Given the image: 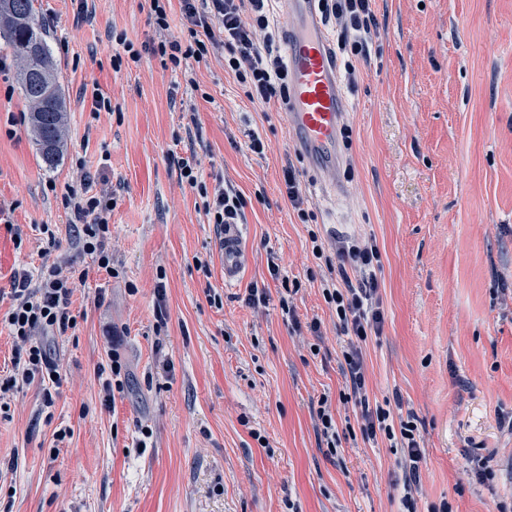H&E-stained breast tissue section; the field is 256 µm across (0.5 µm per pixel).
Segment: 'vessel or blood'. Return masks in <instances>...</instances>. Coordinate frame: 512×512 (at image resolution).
<instances>
[{
  "label": "vessel or blood",
  "instance_id": "b4317fda",
  "mask_svg": "<svg viewBox=\"0 0 512 512\" xmlns=\"http://www.w3.org/2000/svg\"><path fill=\"white\" fill-rule=\"evenodd\" d=\"M288 17L287 64L291 76L283 114L290 140L316 171L321 188L335 195L346 186L339 177L340 130L346 119V99L337 78L329 38L319 18L316 0H282ZM224 282L238 281L247 255L236 225L224 227Z\"/></svg>",
  "mask_w": 512,
  "mask_h": 512
}]
</instances>
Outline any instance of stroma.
I'll return each mask as SVG.
<instances>
[{"label":"stroma","instance_id":"stroma-1","mask_svg":"<svg viewBox=\"0 0 512 512\" xmlns=\"http://www.w3.org/2000/svg\"><path fill=\"white\" fill-rule=\"evenodd\" d=\"M33 6L69 125L47 169L16 70L0 76V309L22 267L68 260L90 274L73 295L76 330L46 341L65 375L53 406L35 382L0 411V478L12 491L0 512H399L404 449L348 431L347 338L323 299L308 227L282 194L299 151L280 106L250 102L220 57L188 60L191 85L148 54L113 70L119 38L157 37L147 0ZM373 9L377 34L344 87L348 190L333 198L305 164L302 181L325 246L370 237L379 248L386 321L364 348L367 390L417 418L418 512H498L512 504V0ZM98 96L109 109L95 111ZM250 130L264 153L245 147ZM192 154L206 185L223 177L247 200L249 265L229 287L222 233L171 162ZM83 179L114 198L119 277L92 271L76 245L63 194ZM271 256L300 285L294 319ZM253 287L264 302L248 303ZM114 346L129 378L109 407L97 370ZM324 397L341 438L333 456L317 432ZM61 428L72 435L58 443ZM477 456L494 479L467 478Z\"/></svg>","mask_w":512,"mask_h":512}]
</instances>
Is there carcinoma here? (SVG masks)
I'll return each mask as SVG.
<instances>
[{
  "label": "carcinoma",
  "mask_w": 512,
  "mask_h": 512,
  "mask_svg": "<svg viewBox=\"0 0 512 512\" xmlns=\"http://www.w3.org/2000/svg\"><path fill=\"white\" fill-rule=\"evenodd\" d=\"M0 39L19 65L33 143L46 167L54 168L63 156L67 107L44 29L35 20L33 0H0Z\"/></svg>",
  "instance_id": "carcinoma-1"
}]
</instances>
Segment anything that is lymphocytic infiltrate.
I'll return each mask as SVG.
<instances>
[{
  "instance_id": "lymphocytic-infiltrate-1",
  "label": "lymphocytic infiltrate",
  "mask_w": 512,
  "mask_h": 512,
  "mask_svg": "<svg viewBox=\"0 0 512 512\" xmlns=\"http://www.w3.org/2000/svg\"><path fill=\"white\" fill-rule=\"evenodd\" d=\"M150 15L160 31L158 41L146 50L124 43L123 54L112 57L113 68L124 61L140 63L143 53L160 58L164 67L182 68L187 59L202 61L223 53L225 72L234 74L251 102L267 105L288 101V65L281 53V36L270 24L269 0H180L186 38L168 35L167 8L164 0H149ZM373 0H318L319 10L336 35L340 56L345 57L347 74H354L353 58L365 56L377 33ZM178 170L185 181L200 194H211L204 208L210 223L240 224L245 219L247 201L234 186L216 182L207 187L199 179L200 162L196 157H178ZM63 203L77 223L76 242L89 255L94 267L108 277H118L107 248L112 237L111 196L94 193L89 183L68 186ZM316 259L322 260L328 276L321 282L322 295L336 313V325L348 338L341 351L342 368L349 378L350 395L358 409L357 424L364 440H385L391 446L405 448L410 471L408 483L419 482L423 460L417 418L407 414L395 418L390 409L371 402L366 383L367 365L363 348L370 336L380 335L384 314L380 307V254L370 240L339 241L335 258L325 256L322 244L312 246ZM89 269L69 262H42L33 269L15 272L11 304L0 315V326L8 330L15 346L12 375L0 383V400L19 387L34 381L44 389L59 388V366L50 359L44 341L62 337L77 326L72 297L77 286L85 284Z\"/></svg>"
}]
</instances>
